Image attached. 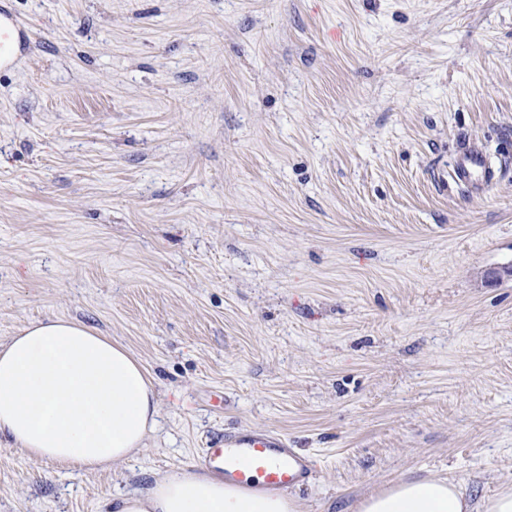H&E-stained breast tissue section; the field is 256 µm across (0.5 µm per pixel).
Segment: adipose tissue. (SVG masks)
<instances>
[{"mask_svg":"<svg viewBox=\"0 0 512 512\" xmlns=\"http://www.w3.org/2000/svg\"><path fill=\"white\" fill-rule=\"evenodd\" d=\"M159 399L138 359L77 320L47 318L0 343V442L63 467L105 470L146 446ZM109 512H299L292 498L176 467ZM356 512H512V490L474 506L443 478H405L370 493Z\"/></svg>","mask_w":512,"mask_h":512,"instance_id":"adipose-tissue-1","label":"adipose tissue"}]
</instances>
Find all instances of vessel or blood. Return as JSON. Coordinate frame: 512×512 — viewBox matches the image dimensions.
I'll return each instance as SVG.
<instances>
[{"label": "vessel or blood", "instance_id": "vessel-or-blood-1", "mask_svg": "<svg viewBox=\"0 0 512 512\" xmlns=\"http://www.w3.org/2000/svg\"><path fill=\"white\" fill-rule=\"evenodd\" d=\"M493 168L487 156L468 144H461L452 177L455 183L477 186L479 180H491ZM205 466L221 474L225 481L245 484L251 477L262 480L264 488L288 491L310 479L315 459L289 447L284 437L268 430L241 429L213 438L203 449Z\"/></svg>", "mask_w": 512, "mask_h": 512}]
</instances>
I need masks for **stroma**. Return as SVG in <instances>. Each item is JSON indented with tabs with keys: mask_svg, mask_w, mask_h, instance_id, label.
<instances>
[{
	"mask_svg": "<svg viewBox=\"0 0 512 512\" xmlns=\"http://www.w3.org/2000/svg\"><path fill=\"white\" fill-rule=\"evenodd\" d=\"M0 4V342L80 320L160 401L110 470L0 445V512H107L238 427L318 457L300 512L512 486V0ZM18 54V28L12 19L0 14V67L12 65ZM478 174L482 176L481 183L493 178L494 171L489 159L483 152L462 143L453 165L452 177L454 182L478 189L480 183L476 179Z\"/></svg>",
	"mask_w": 512,
	"mask_h": 512,
	"instance_id": "1",
	"label": "stroma"
}]
</instances>
